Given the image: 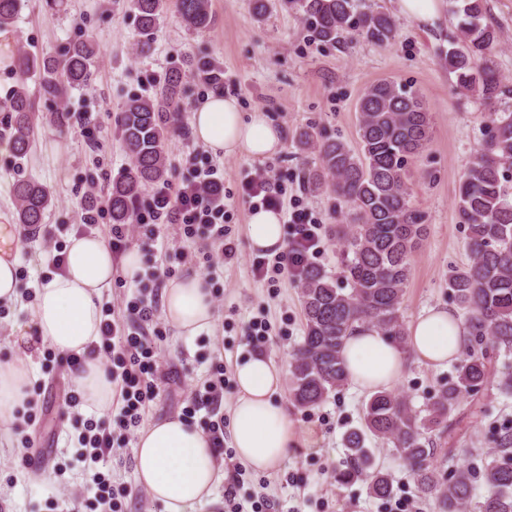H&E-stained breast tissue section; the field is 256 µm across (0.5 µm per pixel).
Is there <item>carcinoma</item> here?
Here are the masks:
<instances>
[{
    "instance_id": "obj_1",
    "label": "carcinoma",
    "mask_w": 512,
    "mask_h": 512,
    "mask_svg": "<svg viewBox=\"0 0 512 512\" xmlns=\"http://www.w3.org/2000/svg\"><path fill=\"white\" fill-rule=\"evenodd\" d=\"M301 13L314 37L339 41L346 35L385 45L394 37V22L383 11L362 10L357 0H281ZM461 19L445 61L460 94L478 93L487 107L491 135L467 163L456 190L460 223L467 226L469 262L448 275L453 303L467 329L466 356L456 374L439 384L426 414L413 411L389 390L370 395L362 429L346 433L348 459L336 469L335 481L346 486L367 483L370 494L392 493L388 477L364 448L365 437L396 448L415 480L418 496L435 503L436 512H467L475 487L469 469L453 463L448 449L434 463L429 433L453 434L455 413L483 390L512 394V365L498 357L512 353V113L499 109L512 93L491 63L498 45L496 30L486 22L483 0H462ZM167 0H131L140 49L166 9ZM23 0H0V30L14 27ZM188 30L201 32L214 23L211 0H175ZM95 49L81 41L56 55L19 49L17 64L34 74L39 95L64 100L68 90L84 88L93 78ZM184 72L171 68L148 97L133 95L122 106L119 132L132 168L112 179L107 206L114 224H132L144 191L167 178L163 139L179 120L185 93ZM7 113L5 130L16 156L26 155L35 134L37 99L21 82L0 105ZM359 149L336 136L302 130L296 144L313 151L318 163L308 170L309 186L330 193L353 213L350 224L332 229L346 251L343 284L310 263L300 280L304 336L291 363V401L303 408L320 405L348 382L343 345L356 324H368L387 339L406 344L402 320L404 288L410 259L427 233L423 216L411 204L404 174L409 162L430 142V116L416 92L393 80L373 83L358 102ZM18 223L30 230L42 224L51 196L42 184L18 180L13 187ZM494 451L484 458L485 493L478 512H512V427L493 434Z\"/></svg>"
}]
</instances>
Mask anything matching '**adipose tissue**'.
Instances as JSON below:
<instances>
[{
  "label": "adipose tissue",
  "mask_w": 512,
  "mask_h": 512,
  "mask_svg": "<svg viewBox=\"0 0 512 512\" xmlns=\"http://www.w3.org/2000/svg\"><path fill=\"white\" fill-rule=\"evenodd\" d=\"M195 140L213 154L264 161L279 154L284 133L262 110L242 112L236 98L213 94L192 115ZM253 250L273 254L285 248L279 212L257 209L249 217ZM20 225L0 222V303L13 302L20 292ZM113 258L97 235L72 236L62 271L37 290L31 322L38 343L62 355L82 356L72 382L88 412H111L115 388L100 357L91 349L101 342V292L110 286ZM163 314L178 335L195 337L214 323L213 301L202 276L169 280L164 288ZM409 350L389 342L374 328L357 326L345 339L343 354L348 378L360 390L373 392L393 386L402 376L407 355L420 362L444 366L465 345V329L455 311L431 307L410 325ZM31 354L0 361V437L21 420L32 396L35 369ZM282 370L256 355L235 367L236 398L230 415L231 443L237 459L259 472L272 470L290 448L311 443L286 410L276 402ZM139 484L164 512H193L210 502L224 476L209 435L180 415L163 417L143 430L134 448Z\"/></svg>",
  "instance_id": "1"
}]
</instances>
